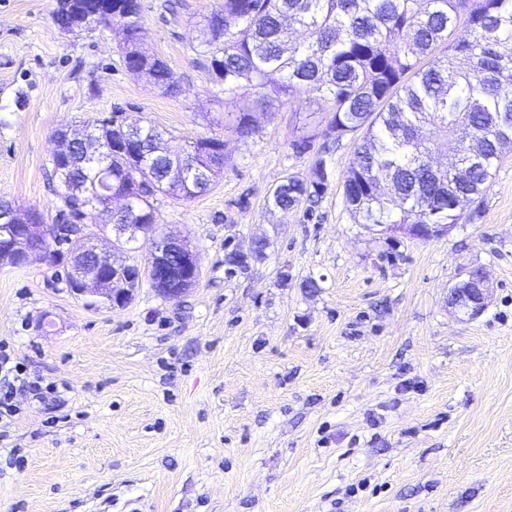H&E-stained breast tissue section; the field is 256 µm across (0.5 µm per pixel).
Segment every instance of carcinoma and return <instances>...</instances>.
<instances>
[{
    "instance_id": "carcinoma-1",
    "label": "carcinoma",
    "mask_w": 512,
    "mask_h": 512,
    "mask_svg": "<svg viewBox=\"0 0 512 512\" xmlns=\"http://www.w3.org/2000/svg\"><path fill=\"white\" fill-rule=\"evenodd\" d=\"M93 0H72L55 20L75 32L91 23ZM124 62L147 83L174 92L167 62L139 54L140 0H116ZM469 37L453 39L459 25ZM212 79L235 94L240 83L256 103L273 92L295 99L317 93L332 112L325 128L306 132L294 146L318 136L340 139L362 132L344 181V199L359 224H454L461 203L480 194L505 152L512 149V0H224L201 30ZM433 128L451 164L432 171ZM92 135L112 145L103 161L79 169L61 157L76 144L60 140L52 160L67 224L75 195L106 224H154L160 194L185 200L211 189L223 163L218 138H201L172 159L164 132L140 118L96 119ZM308 181L288 177V188L268 198L287 211L312 201L328 174L318 159ZM126 198L113 209L111 194Z\"/></svg>"
}]
</instances>
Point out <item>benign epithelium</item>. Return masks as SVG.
Wrapping results in <instances>:
<instances>
[{
  "mask_svg": "<svg viewBox=\"0 0 512 512\" xmlns=\"http://www.w3.org/2000/svg\"><path fill=\"white\" fill-rule=\"evenodd\" d=\"M85 204L73 206L78 223L68 240L69 248L63 252L30 249L32 238H49L56 232L50 224H17L16 209L0 208V266L18 262L26 264L50 260L61 265L70 275V291L80 297L90 296L94 300L122 306L135 291L134 284L143 271L163 272L164 281H173L177 287L164 286L159 294L167 300H177L187 291L200 273L196 255L183 239L158 232L155 224H102V231H111L106 237L109 246L101 248L100 232H92L81 223ZM366 228L379 235L400 230L411 239L429 240L448 233L450 224H368ZM143 239L150 244V259L146 269L131 264L116 249L121 240ZM490 284L482 268L465 271L461 287L448 290V308L463 319L473 320L483 313L490 298Z\"/></svg>",
  "mask_w": 512,
  "mask_h": 512,
  "instance_id": "benign-epithelium-1",
  "label": "benign epithelium"
}]
</instances>
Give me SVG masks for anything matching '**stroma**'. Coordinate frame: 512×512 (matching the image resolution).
Listing matches in <instances>:
<instances>
[{
    "instance_id": "stroma-1",
    "label": "stroma",
    "mask_w": 512,
    "mask_h": 512,
    "mask_svg": "<svg viewBox=\"0 0 512 512\" xmlns=\"http://www.w3.org/2000/svg\"><path fill=\"white\" fill-rule=\"evenodd\" d=\"M141 3V50L174 93L125 67L115 31L59 30L57 0H0V199L17 210L53 222L62 126L117 113L174 153L224 141L209 192L155 203L199 259L181 299L145 284L93 304L61 266H0V342L61 389L0 422V512H512V151L447 236L371 234L343 195L359 134L297 149L328 103L259 108L246 83L226 98L199 40L221 0ZM319 157L317 204L270 209ZM470 266L492 297L463 321L448 290Z\"/></svg>"
}]
</instances>
